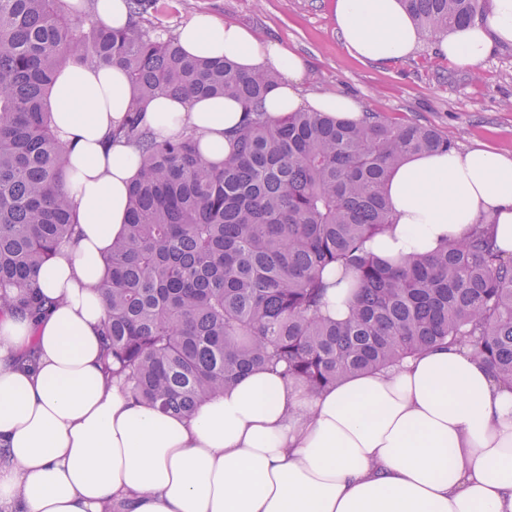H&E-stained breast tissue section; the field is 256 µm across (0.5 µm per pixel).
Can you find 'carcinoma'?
<instances>
[{
	"mask_svg": "<svg viewBox=\"0 0 512 512\" xmlns=\"http://www.w3.org/2000/svg\"><path fill=\"white\" fill-rule=\"evenodd\" d=\"M485 0H403L423 32L470 25ZM112 28L67 0H0V311L45 312L32 275L75 231L48 92L69 64L125 69L133 97L109 139L135 145L125 234L107 260L105 372L137 400L188 417L245 373L280 368L318 393L443 345H467L512 385V261L489 225L393 266L365 243L393 224L385 184L409 153L448 150L429 127L316 111L270 122V73L188 58L153 22L158 0H125ZM229 95L244 105L237 153L218 169L186 128L158 138L144 103ZM355 274L346 318L326 315L331 267Z\"/></svg>",
	"mask_w": 512,
	"mask_h": 512,
	"instance_id": "carcinoma-1",
	"label": "carcinoma"
}]
</instances>
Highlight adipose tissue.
Returning <instances> with one entry per match:
<instances>
[{
    "label": "adipose tissue",
    "instance_id": "obj_1",
    "mask_svg": "<svg viewBox=\"0 0 512 512\" xmlns=\"http://www.w3.org/2000/svg\"><path fill=\"white\" fill-rule=\"evenodd\" d=\"M336 34L360 60L413 54L421 32L402 0H336ZM176 36L193 59L271 71L264 110L359 122L341 93L301 94L305 63L281 43L198 14ZM512 45V0L442 35L449 61L478 66ZM133 97L123 67L67 66L50 94L51 126L68 160L77 228L36 273L52 305L0 316V507L6 512H512V387L467 346L438 347L387 372L310 394L259 368L194 415H166L103 372L105 258L125 232L137 148L109 141ZM244 117L230 96H158L144 119L156 136L193 129L204 159L235 151ZM394 224L366 244L392 264L430 254L487 224L512 256V152L476 145L424 151L385 185Z\"/></svg>",
    "mask_w": 512,
    "mask_h": 512
}]
</instances>
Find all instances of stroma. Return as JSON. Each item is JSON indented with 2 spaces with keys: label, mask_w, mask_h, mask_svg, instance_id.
Listing matches in <instances>:
<instances>
[{
  "label": "stroma",
  "mask_w": 512,
  "mask_h": 512,
  "mask_svg": "<svg viewBox=\"0 0 512 512\" xmlns=\"http://www.w3.org/2000/svg\"><path fill=\"white\" fill-rule=\"evenodd\" d=\"M333 0H159V19L178 30L207 12L278 41L306 62L305 93L335 91L391 124L436 129L452 148L485 144L512 151V45L478 66H459L423 38L417 51L389 64L353 57L334 32Z\"/></svg>",
  "instance_id": "35a3bbf8"
}]
</instances>
